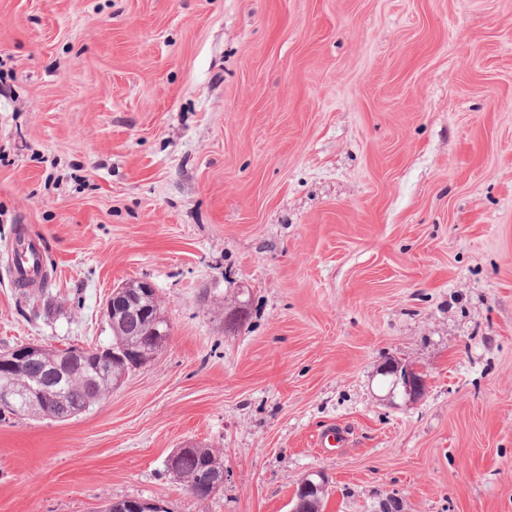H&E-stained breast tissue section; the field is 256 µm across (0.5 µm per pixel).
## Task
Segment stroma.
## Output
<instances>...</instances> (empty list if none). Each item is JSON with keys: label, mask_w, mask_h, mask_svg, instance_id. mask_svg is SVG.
Segmentation results:
<instances>
[{"label": "stroma", "mask_w": 512, "mask_h": 512, "mask_svg": "<svg viewBox=\"0 0 512 512\" xmlns=\"http://www.w3.org/2000/svg\"><path fill=\"white\" fill-rule=\"evenodd\" d=\"M144 280L163 350L0 421V512H289L314 470L323 512H512V0H0V350L110 344ZM43 247L40 242L21 239L15 244L11 257V274L14 279L40 280L43 270ZM381 371L383 375L391 379L392 388L396 389L401 385L406 394L420 395L425 388V377L419 372L401 367L398 364H388ZM180 448L169 455L165 464L169 473L183 482L190 493L200 501L207 500L224 484V464L219 451L213 448L190 446L178 467Z\"/></svg>", "instance_id": "stroma-1"}]
</instances>
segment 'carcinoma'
<instances>
[{"mask_svg": "<svg viewBox=\"0 0 512 512\" xmlns=\"http://www.w3.org/2000/svg\"><path fill=\"white\" fill-rule=\"evenodd\" d=\"M138 307L145 313L110 322L112 347L124 351L125 359L100 367L91 358L78 357L81 348L71 349L75 360L69 366L60 408L69 409L76 416L89 410L107 398L115 380L128 374L135 360L145 363L160 352V348L145 341L144 332L147 325L156 320L165 323L162 319L163 302L157 294H146L139 298ZM173 476L183 482L197 500L208 499L224 484L220 452L201 446L190 447Z\"/></svg>", "mask_w": 512, "mask_h": 512, "instance_id": "obj_1", "label": "carcinoma"}]
</instances>
